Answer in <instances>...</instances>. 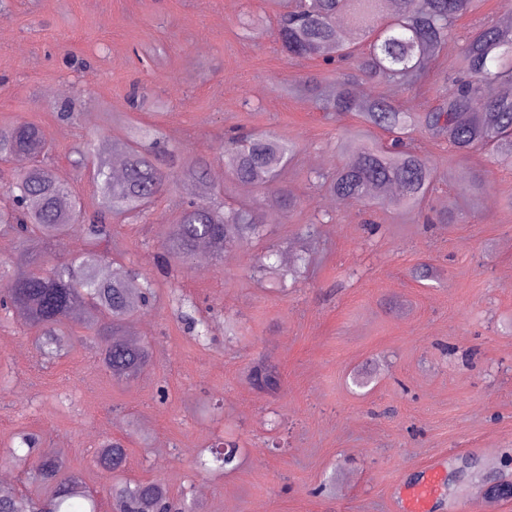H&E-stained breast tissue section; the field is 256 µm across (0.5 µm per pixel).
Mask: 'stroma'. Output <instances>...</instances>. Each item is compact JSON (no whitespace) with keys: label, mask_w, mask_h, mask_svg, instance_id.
<instances>
[{"label":"stroma","mask_w":512,"mask_h":512,"mask_svg":"<svg viewBox=\"0 0 512 512\" xmlns=\"http://www.w3.org/2000/svg\"><path fill=\"white\" fill-rule=\"evenodd\" d=\"M271 13L269 0H11L0 11V127L40 125L57 175L84 203L92 170L72 166L71 148L124 140L132 123L159 127L184 158L208 154V188L247 203L262 194L226 185L219 146L236 126L277 133L298 148L286 179L299 198L290 214L267 212L260 240L175 276L158 261L183 193H163L142 222H121L103 267L158 283L134 323L151 366L113 381L97 337L81 328L40 367L33 332L14 317L0 327V446L20 431L41 434L105 504L110 480L94 452L123 439V478L162 481L197 512H405L406 488L466 457L476 475L439 483L434 497V512H466L484 481H512L503 463L512 456V167L415 132L414 149L436 171L423 208L453 212L450 224L312 188L311 172L339 165L337 143L359 122L284 93L340 73L289 58L273 31L243 38L245 22ZM510 16L502 0H482L459 20L440 71L455 76L466 35ZM136 91L147 96L139 109L129 104ZM108 111L120 120L105 122ZM468 173L487 180L479 196L463 189ZM317 214L326 220L306 273L273 290L259 255L271 247L290 262ZM174 285L206 319V343L171 301ZM263 355L281 370L280 394L246 378ZM224 437L242 450L238 468L199 472L197 456Z\"/></svg>","instance_id":"1"}]
</instances>
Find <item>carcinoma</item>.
Segmentation results:
<instances>
[{"label": "carcinoma", "mask_w": 512, "mask_h": 512, "mask_svg": "<svg viewBox=\"0 0 512 512\" xmlns=\"http://www.w3.org/2000/svg\"><path fill=\"white\" fill-rule=\"evenodd\" d=\"M474 0H288L278 13L276 35L291 58L334 57L352 66L356 75L382 86L412 89L432 69L437 52L456 33L457 21ZM512 84V28L486 26L466 40L460 76L451 95L421 114L403 111L386 95L363 99L353 81L343 78L325 90L316 78L302 91L316 98L331 117L352 115L369 128L391 136V142L343 141L342 164L331 173L316 171L312 184L345 200L376 206L395 204L407 212L420 208L432 190L435 172L405 140L421 128L445 139L460 153L492 148L503 162H512V97L498 88ZM159 129L135 126L112 148L97 150L94 182L97 202L85 208L72 185L60 179L47 160L50 148L35 124L0 127V162L28 156L33 163L13 171L0 186V234L23 253L13 265L0 262V312L24 315L35 331L43 361L55 359L63 338L73 334V312H82L81 326L99 336L98 356L116 381L137 378L150 364L147 345L131 337L136 318L156 298L154 279L134 270L101 272L104 253L112 247L116 218L144 215L174 185L205 188V156L183 159L169 151ZM125 155L122 178L112 176V154ZM296 155L293 143L273 133L231 134L224 139V168L235 183L264 189L257 206L221 203L196 197L183 203L177 220L167 225L162 248L168 268H183L198 246L214 255L260 238L267 209L290 213L298 197L282 179ZM79 230L87 248L55 262L39 273L38 257ZM306 252L296 254L282 279L297 277L306 266ZM253 386L276 393L282 387L279 368L266 360L249 370ZM200 455L198 467L233 470L238 447L220 442ZM123 440L102 441L94 454L96 468L107 476L126 464ZM26 466L28 488L0 494V512H101L81 471L67 465L42 437L26 433L0 457ZM110 512H180L179 500L158 480L115 482L109 492Z\"/></svg>", "instance_id": "cac0c4a2"}]
</instances>
